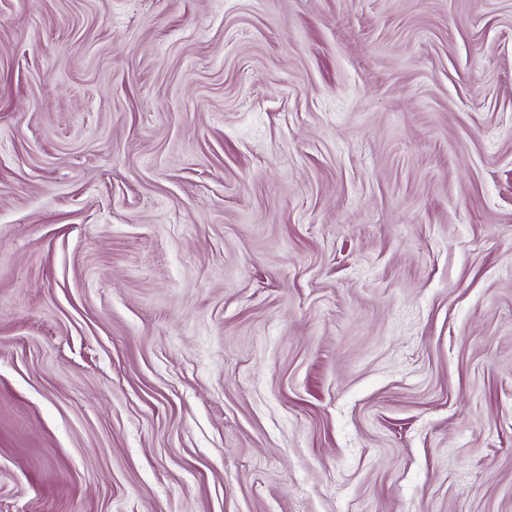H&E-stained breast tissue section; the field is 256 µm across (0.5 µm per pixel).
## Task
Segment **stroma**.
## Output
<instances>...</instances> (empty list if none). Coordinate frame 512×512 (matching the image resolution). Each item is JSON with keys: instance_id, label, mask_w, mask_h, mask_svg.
Returning a JSON list of instances; mask_svg holds the SVG:
<instances>
[{"instance_id": "stroma-1", "label": "stroma", "mask_w": 512, "mask_h": 512, "mask_svg": "<svg viewBox=\"0 0 512 512\" xmlns=\"http://www.w3.org/2000/svg\"><path fill=\"white\" fill-rule=\"evenodd\" d=\"M0 512H512V0H0Z\"/></svg>"}]
</instances>
